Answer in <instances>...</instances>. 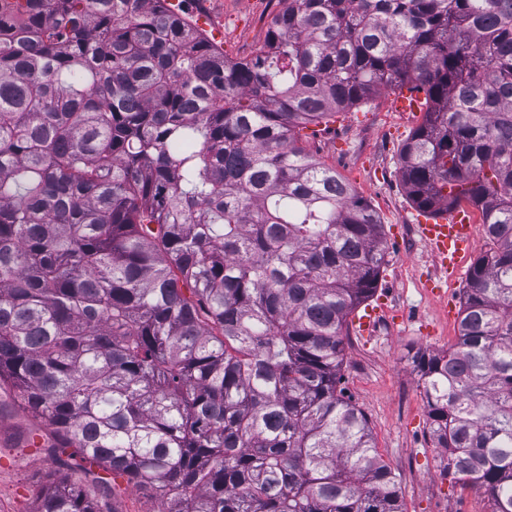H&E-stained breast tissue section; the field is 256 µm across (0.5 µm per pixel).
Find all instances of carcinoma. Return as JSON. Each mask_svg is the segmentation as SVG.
I'll return each mask as SVG.
<instances>
[{"mask_svg":"<svg viewBox=\"0 0 512 512\" xmlns=\"http://www.w3.org/2000/svg\"><path fill=\"white\" fill-rule=\"evenodd\" d=\"M166 2L0 0V381L58 465L33 512H110L66 466L161 512H403L340 388L382 224L296 130L406 84L408 198L490 243L456 342L411 357L429 434L512 512V0H281L241 60ZM117 512H159L161 507V493L155 489L128 484L123 478H118L112 500L108 499V507Z\"/></svg>","mask_w":512,"mask_h":512,"instance_id":"1","label":"carcinoma"}]
</instances>
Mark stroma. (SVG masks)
Instances as JSON below:
<instances>
[{
  "label": "stroma",
  "mask_w": 512,
  "mask_h": 512,
  "mask_svg": "<svg viewBox=\"0 0 512 512\" xmlns=\"http://www.w3.org/2000/svg\"><path fill=\"white\" fill-rule=\"evenodd\" d=\"M192 24L229 59L245 46H263L265 0H185ZM383 90L365 105L337 115L328 130H302L301 142L335 167L377 212L386 256L376 293L387 306L372 335L349 334L341 385L367 416L377 448L395 472L405 512H491L478 489L441 474V458L429 436L428 407L411 358L420 350L440 352L454 344L467 273L445 281L421 240V212L409 200L399 174V153L421 113L392 108ZM50 426L19 405L10 384L0 383V512H32L54 473L42 446ZM115 512H159L161 494L118 480Z\"/></svg>",
  "instance_id": "35a3bbf8"
}]
</instances>
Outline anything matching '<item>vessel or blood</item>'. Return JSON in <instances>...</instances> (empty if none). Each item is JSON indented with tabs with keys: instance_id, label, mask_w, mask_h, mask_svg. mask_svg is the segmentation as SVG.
Masks as SVG:
<instances>
[{
	"instance_id": "b4317fda",
	"label": "vessel or blood",
	"mask_w": 512,
	"mask_h": 512,
	"mask_svg": "<svg viewBox=\"0 0 512 512\" xmlns=\"http://www.w3.org/2000/svg\"><path fill=\"white\" fill-rule=\"evenodd\" d=\"M393 105L399 112H422L426 109L425 95L407 86L396 95ZM417 229L437 268L448 275H458L461 259L469 253L474 241L475 226L470 211L455 209L450 214L422 221ZM385 308L382 302L366 306L362 313L352 317V329L358 335H369Z\"/></svg>"
}]
</instances>
